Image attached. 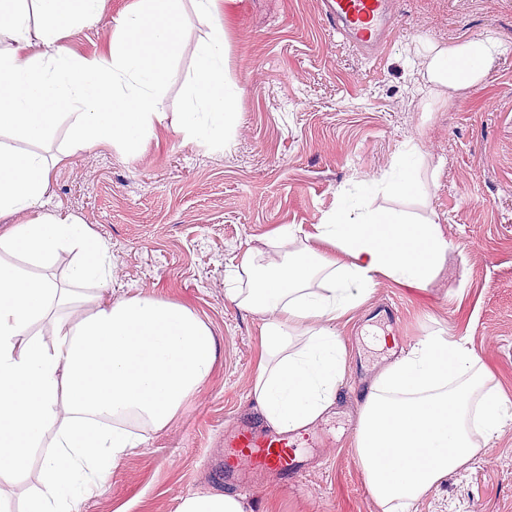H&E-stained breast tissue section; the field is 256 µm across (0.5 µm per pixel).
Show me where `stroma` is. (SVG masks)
<instances>
[{
    "mask_svg": "<svg viewBox=\"0 0 512 512\" xmlns=\"http://www.w3.org/2000/svg\"><path fill=\"white\" fill-rule=\"evenodd\" d=\"M132 2L104 0L100 16L66 32L63 44L77 56H106L114 20ZM393 9L399 28L368 60L330 31L320 0H235L227 55L228 77L241 89L239 122L221 151L185 143L177 128L202 36L192 25L166 66L167 118L138 155L109 143L68 151V123L58 118L41 146L51 160L45 211L79 217L109 244L116 294L184 304L219 343L198 395L124 457L79 512H176L187 493L224 491L210 463L224 453L225 425L259 416L250 389L262 324L225 299L226 271L244 250H266L281 225L312 231L335 210L341 187L387 169L407 140L425 153L424 194H381L372 205L441 224L443 268L423 291L377 281L341 328L347 378L333 411L309 432L307 472L291 485L254 474L243 496L251 512L270 504L276 512H379L348 450L358 392L427 333L466 336L512 401V55L484 85L432 103L406 51L419 36L512 41V0H393ZM387 305L398 318L385 353L371 321ZM416 510L512 512V422Z\"/></svg>",
    "mask_w": 512,
    "mask_h": 512,
    "instance_id": "35a3bbf8",
    "label": "stroma"
}]
</instances>
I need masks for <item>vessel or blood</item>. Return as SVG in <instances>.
I'll return each mask as SVG.
<instances>
[{"label": "vessel or blood", "mask_w": 512, "mask_h": 512, "mask_svg": "<svg viewBox=\"0 0 512 512\" xmlns=\"http://www.w3.org/2000/svg\"><path fill=\"white\" fill-rule=\"evenodd\" d=\"M321 10L331 30L368 57L385 44L395 20L392 0H323ZM251 468L292 482L304 475L307 463L266 430L244 421L224 436V478L244 483Z\"/></svg>", "instance_id": "obj_1"}]
</instances>
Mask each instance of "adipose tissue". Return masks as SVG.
<instances>
[{
    "instance_id": "obj_1",
    "label": "adipose tissue",
    "mask_w": 512,
    "mask_h": 512,
    "mask_svg": "<svg viewBox=\"0 0 512 512\" xmlns=\"http://www.w3.org/2000/svg\"><path fill=\"white\" fill-rule=\"evenodd\" d=\"M103 0H0V214L33 219L0 235V477L41 458V488L22 512H78L113 469L167 427L208 381L218 354L209 324L189 307L151 296L109 298L112 255L75 216L43 212L49 161L35 151L65 108L72 150L107 142L138 152L164 122V60L181 50L194 18L204 35L178 127L208 150L227 145L238 115L226 84V34L218 0H136L115 20L108 56L60 45L66 30L101 13ZM45 48L32 54L34 45ZM430 99L482 85L512 42L418 39ZM28 143L20 152L15 142ZM423 155L412 141L380 175L341 189L313 232L282 225L272 250L244 251L224 296L260 315L251 395L279 434L314 426L336 403L347 348L336 330L365 304L377 279L421 291L440 271L448 241L440 224L365 198L418 193ZM74 254L63 280L48 270ZM492 373L466 339L427 334L385 366L365 392L349 448L380 512H414L449 475L466 471L512 419ZM177 512H247L236 493L198 490Z\"/></svg>"
}]
</instances>
